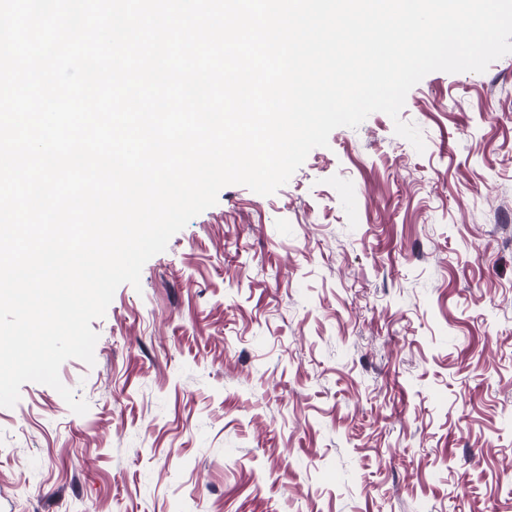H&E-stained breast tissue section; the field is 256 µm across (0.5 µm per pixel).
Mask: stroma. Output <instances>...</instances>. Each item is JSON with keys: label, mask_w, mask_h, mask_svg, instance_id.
Returning a JSON list of instances; mask_svg holds the SVG:
<instances>
[{"label": "stroma", "mask_w": 512, "mask_h": 512, "mask_svg": "<svg viewBox=\"0 0 512 512\" xmlns=\"http://www.w3.org/2000/svg\"><path fill=\"white\" fill-rule=\"evenodd\" d=\"M118 287L0 408V512H512V54L426 75Z\"/></svg>", "instance_id": "35a3bbf8"}]
</instances>
